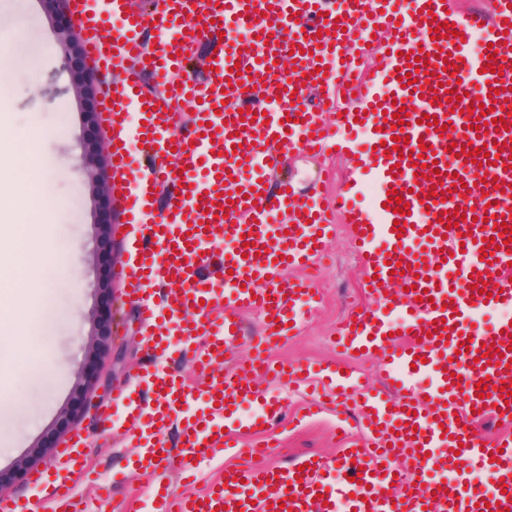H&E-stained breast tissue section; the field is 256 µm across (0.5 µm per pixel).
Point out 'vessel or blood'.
Returning a JSON list of instances; mask_svg holds the SVG:
<instances>
[{"mask_svg": "<svg viewBox=\"0 0 512 512\" xmlns=\"http://www.w3.org/2000/svg\"><path fill=\"white\" fill-rule=\"evenodd\" d=\"M95 2L69 7L92 69L117 76L102 89L100 121L112 137V184L137 235L116 276L150 356L136 384L112 395L137 449L134 467L150 476L174 457L236 447L222 418L244 404L259 406L256 422L278 426L284 408L255 387L259 373L325 382L358 408L365 440L342 446L333 484L323 457L272 466L269 439L254 440L259 461L225 470L195 496L157 487L156 512H512V321L478 323L483 312L512 309V243L500 229L512 225V0L465 16L448 0H153L147 10L106 0L104 12ZM108 14L121 21L109 42L100 36ZM152 25L169 39L145 44ZM233 28L244 38L219 37ZM201 44L197 80L187 62ZM373 46L379 62L351 84ZM403 73L413 84L402 85ZM452 90L460 102H449ZM401 108L403 125L394 118ZM396 135L400 150H381ZM468 144L488 157L457 154ZM135 154L143 165L133 166ZM300 154L351 155L349 187L330 204L319 188L292 191L287 164ZM366 175L377 188L368 208L353 202ZM164 188L167 207L153 214ZM393 189L408 214L387 209ZM456 212L465 221L447 227ZM340 218L354 227L377 307L344 318L336 344L379 360L377 388L335 362L279 368L266 357L301 334L302 310L321 303L313 279L288 272L318 263ZM247 312L261 319L252 333ZM235 335L248 336L253 356L225 370L224 342ZM175 354L199 369L195 389L162 369ZM424 375L433 378L425 388ZM488 416L503 427L493 440L471 428ZM175 417L177 455L165 439ZM84 444L75 431L58 451L62 473L34 479L61 512H80L69 480L85 469ZM473 459L486 489L462 473Z\"/></svg>", "mask_w": 512, "mask_h": 512, "instance_id": "obj_1", "label": "vessel or blood"}]
</instances>
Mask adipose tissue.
<instances>
[{
  "label": "adipose tissue",
  "mask_w": 512,
  "mask_h": 512,
  "mask_svg": "<svg viewBox=\"0 0 512 512\" xmlns=\"http://www.w3.org/2000/svg\"><path fill=\"white\" fill-rule=\"evenodd\" d=\"M2 143L11 146L13 160L10 174H0V213L8 214L13 223L6 262L8 273L0 275V301L10 303L0 314V344L21 336L36 337L40 330L60 318L49 302L48 286L42 278L47 264L43 249L45 226L58 203L34 190L28 195L27 207L18 206L14 179L23 171L34 174L38 152L31 133L0 121Z\"/></svg>",
  "instance_id": "obj_1"
}]
</instances>
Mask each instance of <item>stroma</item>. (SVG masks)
Returning <instances> with one entry per match:
<instances>
[{"label": "stroma", "mask_w": 512, "mask_h": 512, "mask_svg": "<svg viewBox=\"0 0 512 512\" xmlns=\"http://www.w3.org/2000/svg\"><path fill=\"white\" fill-rule=\"evenodd\" d=\"M74 27L75 19L62 0H0V50L19 36L41 48L32 68L0 72V81L8 87L0 98V117L33 129L41 182L59 203L48 226L49 261L57 277L49 297L64 316L42 338L20 344L11 356L0 359V379L7 380L16 395L15 403L0 408V476L6 479L0 491L28 501L30 512H53L17 469L24 462L33 471L52 468L54 456L39 461L36 451L58 448L79 427L87 436L85 456L97 469L100 482L111 481L117 472L122 475L112 507L117 512H148L149 483L167 484L180 495L199 493L238 458L230 449L192 460L191 476L180 478L161 469L149 478L129 466L132 449L120 418L108 424L100 419L111 394L97 389L98 377L111 375L116 386L134 382L146 357V339L134 306L113 277L114 269L129 259L128 235L119 228L123 208L115 199L95 193L90 167L103 173L109 167L106 160L92 161L82 150L84 143L104 134L94 115L100 110V88L111 76L84 67L81 52L66 56L59 34ZM316 279L324 303L303 313L301 336L273 350L279 363L338 359L330 339L337 321L352 308L374 302L362 286L363 271L347 225H337L336 239L317 268ZM114 332L123 337V344L106 349L97 367H90L86 347L91 334L106 337ZM255 384L296 417L293 424L275 431L271 464L283 465L309 454L337 458L336 429L342 414L335 401H325L320 410L311 412L307 402L313 392L308 384L268 386L260 378Z\"/></svg>", "instance_id": "1"}]
</instances>
